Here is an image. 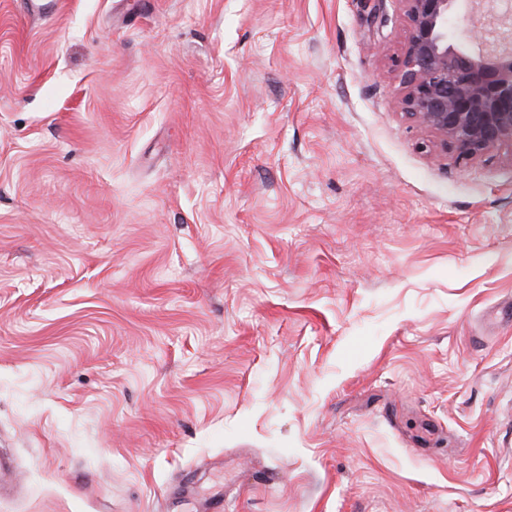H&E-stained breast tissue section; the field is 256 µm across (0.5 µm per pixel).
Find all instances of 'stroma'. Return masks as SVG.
<instances>
[{
  "instance_id": "obj_1",
  "label": "stroma",
  "mask_w": 512,
  "mask_h": 512,
  "mask_svg": "<svg viewBox=\"0 0 512 512\" xmlns=\"http://www.w3.org/2000/svg\"><path fill=\"white\" fill-rule=\"evenodd\" d=\"M127 2L0 0V512H512V142L397 0ZM407 23L392 59L403 117L424 137L466 162L512 141V11L499 0H397ZM482 5L476 48L451 25Z\"/></svg>"
}]
</instances>
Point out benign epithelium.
I'll return each instance as SVG.
<instances>
[{
	"label": "benign epithelium",
	"instance_id": "1",
	"mask_svg": "<svg viewBox=\"0 0 512 512\" xmlns=\"http://www.w3.org/2000/svg\"><path fill=\"white\" fill-rule=\"evenodd\" d=\"M407 23L392 59L402 88L403 117L462 162L512 141V8L481 2L476 47L451 25L474 0H396Z\"/></svg>",
	"mask_w": 512,
	"mask_h": 512
}]
</instances>
